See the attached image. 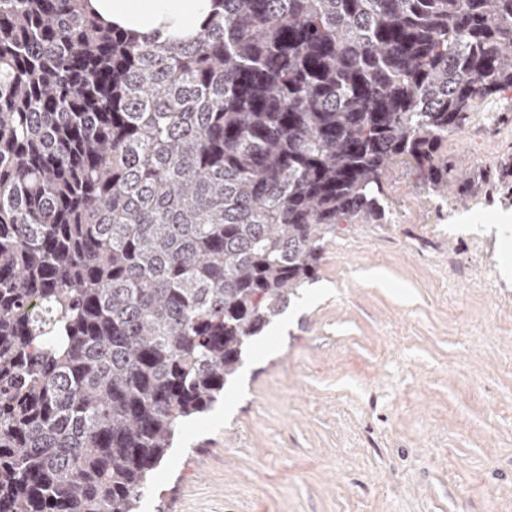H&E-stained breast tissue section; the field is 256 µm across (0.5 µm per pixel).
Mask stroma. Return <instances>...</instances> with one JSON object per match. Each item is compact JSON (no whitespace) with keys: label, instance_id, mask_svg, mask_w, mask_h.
Listing matches in <instances>:
<instances>
[{"label":"stroma","instance_id":"1","mask_svg":"<svg viewBox=\"0 0 512 512\" xmlns=\"http://www.w3.org/2000/svg\"><path fill=\"white\" fill-rule=\"evenodd\" d=\"M444 158L464 201L391 164L387 222L326 243L141 512H512V111Z\"/></svg>","mask_w":512,"mask_h":512}]
</instances>
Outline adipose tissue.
Returning a JSON list of instances; mask_svg holds the SVG:
<instances>
[{
  "label": "adipose tissue",
  "instance_id": "obj_1",
  "mask_svg": "<svg viewBox=\"0 0 512 512\" xmlns=\"http://www.w3.org/2000/svg\"><path fill=\"white\" fill-rule=\"evenodd\" d=\"M105 22L160 42L199 36L214 11L213 0H89Z\"/></svg>",
  "mask_w": 512,
  "mask_h": 512
}]
</instances>
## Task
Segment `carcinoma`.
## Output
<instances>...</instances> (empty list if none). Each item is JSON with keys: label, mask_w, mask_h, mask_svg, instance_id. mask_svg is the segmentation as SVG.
<instances>
[{"label": "carcinoma", "mask_w": 512, "mask_h": 512, "mask_svg": "<svg viewBox=\"0 0 512 512\" xmlns=\"http://www.w3.org/2000/svg\"><path fill=\"white\" fill-rule=\"evenodd\" d=\"M82 2L0 0V512H139L385 168L444 190L512 107V0H220L170 43Z\"/></svg>", "instance_id": "cac0c4a2"}]
</instances>
